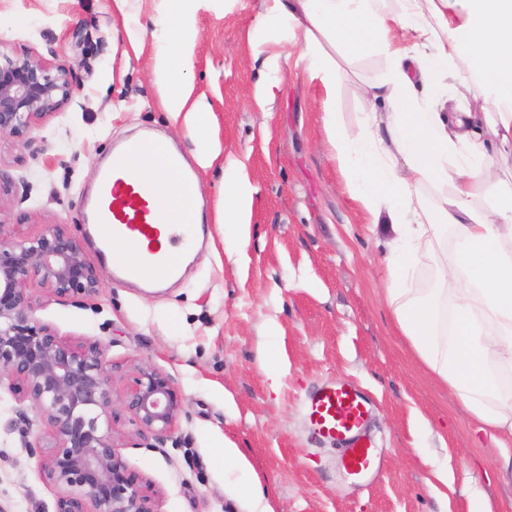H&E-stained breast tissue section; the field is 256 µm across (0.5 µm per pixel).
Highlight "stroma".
<instances>
[{"instance_id": "stroma-1", "label": "stroma", "mask_w": 512, "mask_h": 512, "mask_svg": "<svg viewBox=\"0 0 512 512\" xmlns=\"http://www.w3.org/2000/svg\"><path fill=\"white\" fill-rule=\"evenodd\" d=\"M263 11V0H192L189 12L193 94L211 104L215 140L244 163L254 189L248 241L231 257L212 247L224 187L223 168L213 166L200 176L207 219L195 258L179 282L149 292L113 280L81 213L114 144L150 130L187 160L197 153L184 123L160 106L155 0H128L121 11L114 0H0V50L72 66L82 87L28 142L0 139V179L11 186L0 220L25 233L69 225L102 283L92 300L33 288L35 316L72 342L101 344L115 366V396L143 363L172 380L182 409L170 433L142 438L130 422L118 426L122 457L161 490V512H252L231 490L238 472L224 454L233 449L274 512H467L475 488L512 512V472L499 455L512 436L479 431L395 331L381 294L388 233L367 226L323 147L324 90L296 65L301 48L287 27L271 31L269 45L288 63L270 73L254 60L248 34ZM385 70L377 54L337 58L333 110L347 129L370 109L359 85ZM269 319L283 369L276 390L257 357ZM328 381L372 397L382 467L370 485L352 479L335 445L308 428L307 395ZM38 430L32 410L0 391V512H54L55 490L28 449ZM426 455L447 466V482L432 476Z\"/></svg>"}]
</instances>
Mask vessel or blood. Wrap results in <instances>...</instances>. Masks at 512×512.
I'll list each match as a JSON object with an SVG mask.
<instances>
[{
  "label": "vessel or blood",
  "instance_id": "obj_1",
  "mask_svg": "<svg viewBox=\"0 0 512 512\" xmlns=\"http://www.w3.org/2000/svg\"><path fill=\"white\" fill-rule=\"evenodd\" d=\"M141 161L155 168L159 179L144 183L134 178L131 163ZM177 174L181 185L192 179L183 156L172 150H160L155 138L144 136L127 141L111 153V160L97 173L91 203L83 217L93 225L104 249L112 253V270L122 280L152 276L163 283L179 271L183 251H162L155 201L158 197L177 198L178 186L168 183L169 174ZM137 249L135 258L114 251L113 243ZM371 399L357 386L333 382L315 388L305 402L306 417L312 432L343 450L342 464L353 476L369 478L379 470L373 442L366 434Z\"/></svg>",
  "mask_w": 512,
  "mask_h": 512
}]
</instances>
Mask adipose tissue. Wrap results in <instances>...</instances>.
I'll list each match as a JSON object with an SVG mask.
<instances>
[{"label": "adipose tissue", "mask_w": 512, "mask_h": 512, "mask_svg": "<svg viewBox=\"0 0 512 512\" xmlns=\"http://www.w3.org/2000/svg\"><path fill=\"white\" fill-rule=\"evenodd\" d=\"M163 44L153 73L161 107L193 133L201 168L221 156L208 131L210 106L184 79L195 32L189 0H159ZM284 20L300 60L325 92V147L369 224L391 240L383 300L423 367L484 429L512 434V179L498 157L512 151V0H272L253 44ZM385 57L384 78L367 93L383 112L364 113L346 129L332 110L336 60ZM465 88L468 109H449L436 90ZM440 190L436 202L423 187ZM224 251L246 242L253 187L236 161L224 166ZM435 283L412 284L422 259Z\"/></svg>", "instance_id": "obj_1"}]
</instances>
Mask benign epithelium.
<instances>
[{
  "instance_id": "obj_1",
  "label": "benign epithelium",
  "mask_w": 512,
  "mask_h": 512,
  "mask_svg": "<svg viewBox=\"0 0 512 512\" xmlns=\"http://www.w3.org/2000/svg\"><path fill=\"white\" fill-rule=\"evenodd\" d=\"M80 88L69 65L0 51V138L27 139L64 111ZM38 286L54 298L91 299L101 282L83 240L66 224L25 234L0 221V383L43 425L41 478L56 489L54 512H160L161 491L123 460L114 426L160 438L182 407L171 379L136 367L115 403L112 363L96 342L73 344L34 317Z\"/></svg>"
}]
</instances>
